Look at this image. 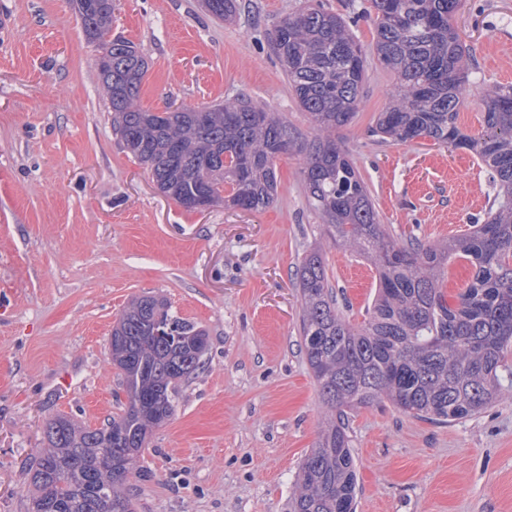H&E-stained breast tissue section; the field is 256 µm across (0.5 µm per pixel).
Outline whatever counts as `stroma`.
Here are the masks:
<instances>
[{
    "label": "stroma",
    "instance_id": "stroma-1",
    "mask_svg": "<svg viewBox=\"0 0 512 512\" xmlns=\"http://www.w3.org/2000/svg\"><path fill=\"white\" fill-rule=\"evenodd\" d=\"M241 2L221 22L201 0H112L110 39L148 61L138 105L163 112L245 93L309 133L270 48L300 0ZM454 25L470 54L458 123L475 134L485 91L512 84V40L499 36L512 32V0H460ZM99 56L70 0H0V512H28L48 420L95 429L124 409L109 340L128 302L148 294L205 328L209 349L143 453L136 512H289L326 415L302 350L296 270L320 246L354 323L376 271L326 238L295 153L279 157L277 198L260 212H194L161 193L112 129ZM394 86L370 58L360 108L336 132L381 223L425 244L484 223L494 190L469 151L370 135ZM350 435L356 512H512V390L451 424L364 407Z\"/></svg>",
    "mask_w": 512,
    "mask_h": 512
}]
</instances>
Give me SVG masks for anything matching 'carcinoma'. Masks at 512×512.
I'll list each match as a JSON object with an SVG mask.
<instances>
[{
	"label": "carcinoma",
	"instance_id": "cac0c4a2",
	"mask_svg": "<svg viewBox=\"0 0 512 512\" xmlns=\"http://www.w3.org/2000/svg\"><path fill=\"white\" fill-rule=\"evenodd\" d=\"M71 3L87 41L101 50L98 73L112 128L164 195L183 207L203 192L212 206L262 211L277 196L276 159L297 150L308 206L328 236L375 264V296L359 324L339 311L319 249L298 268L303 350L329 419L299 467L291 512H355L354 410L387 400L449 424L482 412L512 387V84L487 99L478 134L460 128L470 79L469 54L452 24L459 0H370L374 53L396 81L372 136L467 149L498 189L485 223L437 245L394 239L350 154L330 136L356 116L368 73V50L341 15L320 3L299 7L271 37L312 123L311 136L303 137L282 113L247 94L206 107L140 109L148 63L133 43L107 40L112 0ZM202 6L219 20L240 10L239 0ZM455 260L469 262L474 275L450 303L440 284ZM208 347L206 330L172 312L167 299L133 300L110 341L127 406L96 429L61 416L46 423L30 512H135L126 487L148 436L175 414L181 387Z\"/></svg>",
	"mask_w": 512,
	"mask_h": 512
}]
</instances>
